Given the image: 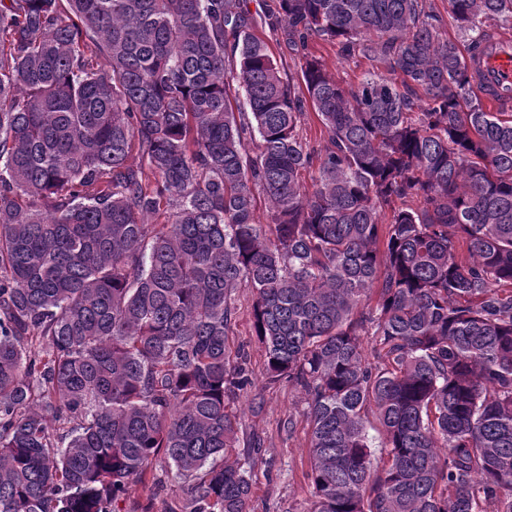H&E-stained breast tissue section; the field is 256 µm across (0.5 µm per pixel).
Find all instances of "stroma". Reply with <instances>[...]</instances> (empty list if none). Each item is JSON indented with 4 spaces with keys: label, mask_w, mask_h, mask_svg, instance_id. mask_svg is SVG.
Here are the masks:
<instances>
[{
    "label": "stroma",
    "mask_w": 512,
    "mask_h": 512,
    "mask_svg": "<svg viewBox=\"0 0 512 512\" xmlns=\"http://www.w3.org/2000/svg\"><path fill=\"white\" fill-rule=\"evenodd\" d=\"M314 51L348 88L357 87L367 72L385 70L384 65L361 57L343 59L333 44L317 43ZM233 303L232 340L247 352L255 376H262L264 358L251 327L253 296L248 289H239ZM304 407L301 388L285 381L245 394L237 403L244 425L240 453L248 454L254 441L261 449L252 467L249 512H307L311 489L305 477L308 437L301 423ZM182 495V484L173 471L160 467L153 483L136 487L123 508L125 512H170Z\"/></svg>",
    "instance_id": "35a3bbf8"
}]
</instances>
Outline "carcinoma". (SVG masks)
Returning <instances> with one entry per match:
<instances>
[{
  "label": "carcinoma",
  "instance_id": "cac0c4a2",
  "mask_svg": "<svg viewBox=\"0 0 512 512\" xmlns=\"http://www.w3.org/2000/svg\"><path fill=\"white\" fill-rule=\"evenodd\" d=\"M448 14L0 0V512H121L159 462L180 512H248L240 288L265 382L304 391L310 512H512V112L483 70L512 0ZM318 40L393 77L349 90ZM263 35L269 40L277 59L282 58L287 74L290 73L294 81L297 82L301 76L298 57L291 55L282 42L281 44L277 43L268 30H263ZM235 308V322L232 325V341L235 347L240 346L248 354L249 367L258 380H262L264 373V358L262 351L252 334L251 310L253 296L246 288H240L233 297Z\"/></svg>",
  "mask_w": 512,
  "mask_h": 512
}]
</instances>
